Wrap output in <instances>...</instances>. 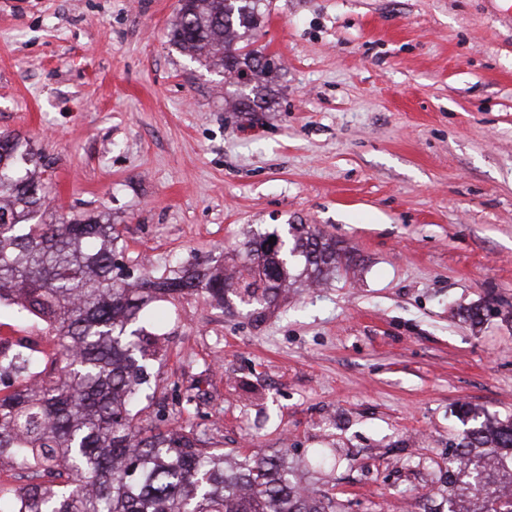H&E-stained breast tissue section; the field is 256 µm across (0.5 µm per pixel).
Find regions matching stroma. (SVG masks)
<instances>
[{"mask_svg": "<svg viewBox=\"0 0 512 512\" xmlns=\"http://www.w3.org/2000/svg\"><path fill=\"white\" fill-rule=\"evenodd\" d=\"M177 7L0 0V133L49 165L46 221L105 216L133 278L232 266L292 224L362 263L261 318L231 294L156 303L137 423L287 454L345 512H448L458 407L512 415V21L488 0H262L273 99L235 112L170 42Z\"/></svg>", "mask_w": 512, "mask_h": 512, "instance_id": "35a3bbf8", "label": "stroma"}]
</instances>
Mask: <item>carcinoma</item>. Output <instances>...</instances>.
Masks as SVG:
<instances>
[{
	"label": "carcinoma",
	"mask_w": 512,
	"mask_h": 512,
	"mask_svg": "<svg viewBox=\"0 0 512 512\" xmlns=\"http://www.w3.org/2000/svg\"><path fill=\"white\" fill-rule=\"evenodd\" d=\"M173 45L245 86L235 111L255 112L271 95L256 80L263 56L239 43L261 22L260 0H179ZM28 154L0 133V308L33 316L56 340L46 364L29 346L0 349V376L28 377L0 396V462L28 483L0 512H344L336 498L295 481L283 455L253 453L233 466L190 425L142 428L134 409L149 388L145 362L163 357L139 321L167 297L205 294L219 304L266 305L304 278L325 279L355 262L351 250L311 224L287 236L255 234L234 282L221 272L174 266L129 287L113 260L112 224L42 220L43 184L18 175ZM273 243H268V240ZM467 425L448 464V512H512V416L460 406Z\"/></svg>",
	"instance_id": "cac0c4a2"
}]
</instances>
